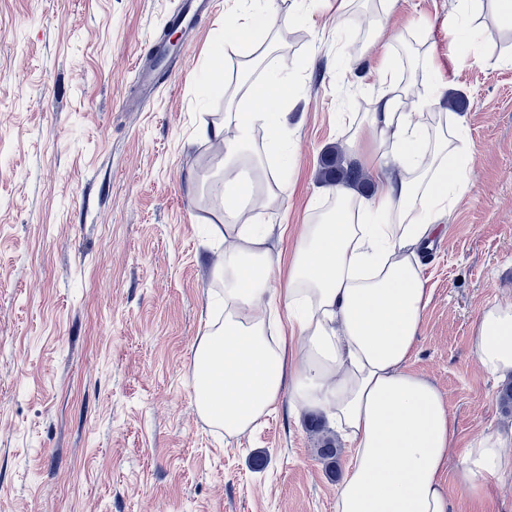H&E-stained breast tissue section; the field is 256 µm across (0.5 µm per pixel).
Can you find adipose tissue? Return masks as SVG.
I'll use <instances>...</instances> for the list:
<instances>
[{"mask_svg": "<svg viewBox=\"0 0 512 512\" xmlns=\"http://www.w3.org/2000/svg\"><path fill=\"white\" fill-rule=\"evenodd\" d=\"M225 46L243 63L209 137L222 145L214 184L220 207L210 224L224 241L213 275L224 285V316L207 322L194 348L191 381L198 413L237 436L281 403L316 410L342 430L353 455L336 486L334 512H451L443 473L453 421L436 385L409 367L431 290L419 249L444 234V220L469 189L470 148L457 113L438 125L427 110L446 89L430 85L410 100L389 58L376 62L379 87L348 148H372L374 192L334 188L332 211L304 225L290 258L270 242L286 227L261 213L292 185L276 175L273 153L287 151L290 104L284 76L262 67L274 35L269 0H233ZM269 134L258 147L257 134ZM287 266L285 287L274 274ZM474 351L481 368L512 377V302L487 304ZM455 480L468 495L512 485V435L481 433L464 449Z\"/></svg>", "mask_w": 512, "mask_h": 512, "instance_id": "ef3b65f1", "label": "adipose tissue"}]
</instances>
